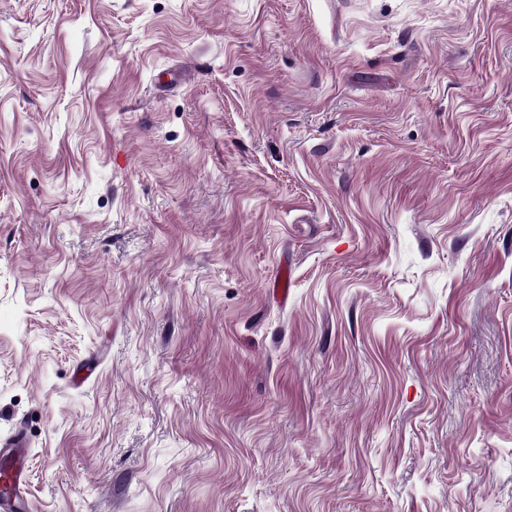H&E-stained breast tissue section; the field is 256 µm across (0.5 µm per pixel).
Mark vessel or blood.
I'll return each instance as SVG.
<instances>
[{"label": "vessel or blood", "instance_id": "vessel-or-blood-1", "mask_svg": "<svg viewBox=\"0 0 512 512\" xmlns=\"http://www.w3.org/2000/svg\"><path fill=\"white\" fill-rule=\"evenodd\" d=\"M28 454L23 432H16L0 443V512H31L25 467Z\"/></svg>", "mask_w": 512, "mask_h": 512}]
</instances>
